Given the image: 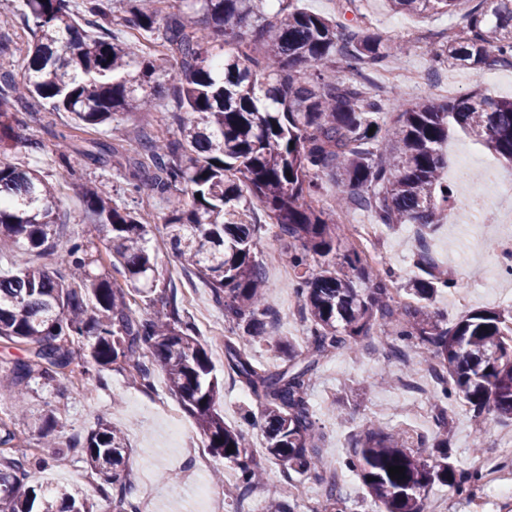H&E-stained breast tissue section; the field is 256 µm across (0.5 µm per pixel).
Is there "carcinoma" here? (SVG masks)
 Listing matches in <instances>:
<instances>
[{
    "mask_svg": "<svg viewBox=\"0 0 512 512\" xmlns=\"http://www.w3.org/2000/svg\"><path fill=\"white\" fill-rule=\"evenodd\" d=\"M126 23L156 37L144 51L110 34L112 0H22V22L33 33L24 72L0 69V148L19 136L36 107L71 114L83 128H112L121 115L148 112L156 87L171 84L177 130L127 143L93 141L79 146L57 134L58 180L74 175L80 157L105 166L116 154L132 155L124 191L138 198L148 187L163 204L162 231L179 262L224 307V317L245 340L224 337V368L255 398L264 420L268 458L285 474L313 473L322 484L323 507L342 493L334 475L322 473L323 428L308 392L321 360L334 350L355 352L368 337L392 328L387 360L408 364L410 348L427 353L417 365L433 370L438 428L448 426L443 400L453 394L480 422L512 420V310L469 313L450 325L426 303L440 288L455 286L430 255L427 231L454 215L456 199L441 171L451 123L466 129L494 156L512 162V100L480 92L448 102L429 98L380 120L387 104L368 96L372 74L385 59L411 49L359 24L337 23L298 9L294 0H126ZM394 10L452 14L465 0H389ZM465 35L438 41L435 65L512 67V0H479L466 13ZM342 62L344 77L330 72ZM336 186L333 207L363 208L378 224H418L420 274L405 288L416 303L401 304L385 269L372 274L363 253L351 249L336 262V225L324 218L323 176ZM91 230L61 255L66 274L25 265L0 274V342L27 352L0 376L17 392V406L0 423V445L15 439L12 426L24 412L31 383L78 382L113 365L150 387L155 368L170 392L195 419L212 453L237 473L231 497L248 493L260 477L251 444L225 426L217 411L219 381L208 348L184 319L181 301L167 293L148 248L152 227L136 211L115 203L91 182L82 192ZM263 212L288 240L307 349L270 333L265 273L254 249ZM58 224L57 185L37 168L0 153V254L46 251ZM123 278L118 283L106 268ZM167 295L166 313L143 317L133 305ZM265 343L284 357L274 370L258 365L249 347ZM234 449H229V446ZM82 452L115 494L102 501L79 489L29 484L32 470L49 465L26 452L0 455V512H137L125 484L128 448L122 432L102 423ZM346 465L359 472L376 512H425L435 483L460 495L483 479V467L460 470L446 448L424 454L372 425L354 439ZM404 474L389 476L388 467Z\"/></svg>",
    "mask_w": 512,
    "mask_h": 512,
    "instance_id": "carcinoma-1",
    "label": "carcinoma"
}]
</instances>
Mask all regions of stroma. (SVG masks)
Segmentation results:
<instances>
[{"mask_svg":"<svg viewBox=\"0 0 512 512\" xmlns=\"http://www.w3.org/2000/svg\"><path fill=\"white\" fill-rule=\"evenodd\" d=\"M297 5L328 18L359 17L362 24L385 38L398 34L394 26L399 23L403 31L398 35L420 45L458 38L466 24L460 11L443 15L400 13L391 8L389 0H356L352 11L348 10L345 0H297ZM396 63L405 69L423 72L427 79L420 88L402 89L403 100L407 103L421 96L449 101L475 90L493 99L512 97V68L494 66L478 74L459 67L437 68L421 50L395 61L385 60L373 75L369 95L385 97L382 83L387 71ZM173 105L171 85H161L157 89L154 111L122 117L111 133L116 138L135 139L146 133L156 135L172 131ZM61 131L73 133L86 142L104 135L100 128L76 129L68 113L45 110L30 117L23 134L42 140L49 148L54 143L55 133ZM77 169L76 178L58 187L61 226L53 249L41 255L14 252L1 256V271H13L26 263L52 271L58 269V256L67 241L81 237L86 229L81 200L86 182H102L117 204H125L120 165L104 171L82 160ZM277 232L275 225L264 224L256 250L269 285L267 303L278 314L272 332L289 339L301 350L307 345L306 326L293 291L291 270L283 258L287 243L278 238ZM509 233H512V223H502L500 213L491 207L466 213L459 222L440 224L430 235L429 244L437 262L458 285L439 292L432 303L433 309L453 322L469 312L511 306L512 302L504 293L512 291V274L507 271L512 263L505 259L502 247V239ZM417 238V233L407 224L376 226L375 245L383 256L385 268L391 270L398 285L407 284L417 272L414 265ZM149 248L165 278L175 288L184 315L195 323L201 342L209 349L214 372L223 384L218 410L225 425L246 433L255 450L254 456L266 474L265 481L251 490L246 506L263 512L275 491L285 490L289 485L318 487L314 475H283L280 466L266 456L262 447L263 432L246 415L255 401L224 369L223 340L233 335L234 328L225 320L223 308L213 301L210 289L182 267L162 234L151 235ZM387 366L384 349L377 340L370 339L358 353L340 351L326 358L309 391L311 407L325 433L320 450L322 465L338 473L345 512H370L372 507V499L360 477L345 465L353 439L366 423L378 421L385 430L403 434L413 445L421 439H432L438 432L432 409V396L436 391L433 378H425L419 389L379 384L378 377ZM27 400L28 415L15 428L13 448L36 453L50 441L62 450L47 468L31 472V485L74 484L88 498L97 499L102 479L86 464L81 448L75 447L74 442L85 438L102 420L124 433L130 455L129 481L135 490L148 485L153 491L149 512H209L208 503L196 492L197 486L211 484L218 469L224 472L225 484L235 482V473L224 459L213 458L211 468L203 471L193 467V457L208 455L209 450L194 418L169 392L162 371L154 372L153 387L149 390L133 385L127 372L107 370L100 377L79 385L64 378L59 387L51 391L32 388ZM446 406L450 418L448 445L456 466L468 468L472 463L470 450L478 447L482 450L485 470L496 471L503 479L512 480V457H501L495 452L500 438L512 437V420L490 422L488 431L483 433L479 430L478 419L470 408L461 406L457 396H450ZM49 409L57 411L60 422L44 435L36 420L41 411ZM166 472L175 474V483L163 481L162 475ZM427 507L428 512H502L503 504L497 493L487 486L479 494L461 498L447 487L436 484L429 489Z\"/></svg>","mask_w":512,"mask_h":512,"instance_id":"35a3bbf8","label":"stroma"}]
</instances>
